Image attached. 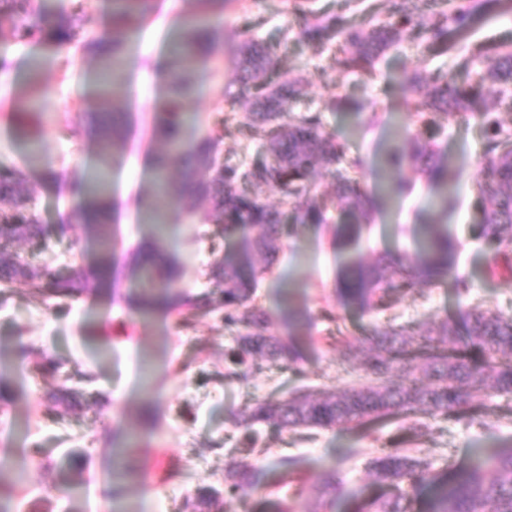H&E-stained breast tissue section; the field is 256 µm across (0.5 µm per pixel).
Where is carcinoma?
Wrapping results in <instances>:
<instances>
[{"instance_id":"1","label":"carcinoma","mask_w":512,"mask_h":512,"mask_svg":"<svg viewBox=\"0 0 512 512\" xmlns=\"http://www.w3.org/2000/svg\"><path fill=\"white\" fill-rule=\"evenodd\" d=\"M87 0H70V6L52 15L37 0H0V15L12 24V35L29 42H44L57 49L79 48L99 58V112L92 118L99 141L100 161L109 166L112 150L127 136L131 113L118 110L120 71L129 34L149 11V0H111L112 33L87 39L82 16ZM198 13L187 24L186 34L166 62L167 94L155 106L156 133L161 153L152 160L154 181L144 201L147 214L158 218L139 250L138 267L148 275V284L139 299L146 312L165 308L180 316L188 329L198 311L221 310L224 328L234 330L236 348L229 359L225 377L246 381L262 363L294 362L296 343L274 333L273 318L256 302L257 276L270 270L282 239L297 232L300 224H325L328 203L356 219L354 224L336 228V246L352 254L357 251L364 225L372 216L371 198L356 173L363 160L350 155L345 142L323 130L321 111H331L341 102L334 96L323 110H307L288 122H281L286 100L300 97L295 82L273 83L269 73L276 66L278 49H268L248 41L237 54L233 71L242 96L255 98L256 110L224 116V127H235L247 141L261 140L268 154L250 163L232 164L221 158L218 136L193 137L183 112L195 94V64L213 56L216 28L213 19L224 13V0H196ZM298 35L319 48L330 39L338 42V63L346 75L365 80L373 77L375 58L404 39L415 41L425 53L448 52L468 37L474 8L467 0H389L386 19L370 6L351 24L339 14L319 12L310 0H291ZM481 64L475 81L456 85L444 74L421 89V77L409 78L411 94L405 107L418 132L409 144L396 149L384 161L390 171L409 164L424 176L433 191L445 193L451 164L436 150V138L451 120L477 116L484 133L485 167L478 184L482 214L481 237L493 257L507 256L512 249V135L504 133L496 112L506 88L512 86V45H476L456 65L468 70ZM31 94L20 100L16 111L32 119L27 139L39 140V126L33 121L42 108L43 91L39 72L30 79ZM332 166L334 190L321 194L312 177L314 163ZM205 178L196 181L197 171ZM105 175L80 185L79 208L106 215L112 204L104 194ZM268 187L292 206L295 223H285V212L260 202L258 190ZM194 197L205 198L210 208L207 218L222 225L221 234L235 233L239 245L224 250L209 268L213 289L192 294L173 289L177 270L159 249L158 232L169 223L174 209L195 215ZM30 192L22 172L0 169V285L24 283L45 302L72 298L82 290L81 269L67 276L51 274L26 261L17 249L23 242L39 238L44 227L30 206ZM97 244L95 269L100 276L112 265V225H93ZM422 233L414 254H381L371 262L358 257L340 270L339 286L347 304L363 313L384 307L392 294L431 287L448 274V266L458 250L457 238L436 224L421 225ZM346 359L357 344L371 345L372 354L363 365L370 382L313 396L295 394L287 399H271L248 409L241 421L246 433L236 452L261 455L268 448L259 445L257 425L271 431L310 432L332 427L348 428L367 422L410 414H444L474 422L479 417L480 399L486 391L512 394V318L479 308L445 319L434 334L416 337L404 326L372 328L363 339H349L338 332ZM56 401L68 410H77L86 399L61 390ZM420 429L415 423L390 448L370 461L376 481L392 485V491L374 498L356 500L349 512H408L403 486L411 488L427 482L437 484L430 512H512V446H503L475 455L465 466H452L448 477L439 481L430 462L405 447ZM262 485V471L252 464L231 468L224 476V491L215 488L198 492L194 507L198 512H231L239 493ZM340 473L329 472L319 482L324 497L339 496Z\"/></svg>"}]
</instances>
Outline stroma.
Returning <instances> with one entry per match:
<instances>
[{"label": "stroma", "instance_id": "35a3bbf8", "mask_svg": "<svg viewBox=\"0 0 512 512\" xmlns=\"http://www.w3.org/2000/svg\"><path fill=\"white\" fill-rule=\"evenodd\" d=\"M151 4L130 47L138 67L152 70L153 77L135 85L139 107L133 111L129 138L115 152L111 195L119 211L110 278L89 279L60 313L19 283L0 303V360L12 366L0 384V422L15 424L14 433L0 431V456L34 449L46 462L22 480L0 468V483L15 487L11 512H190L195 493L223 487L226 470L239 462L232 449L243 433V411L298 386L319 396L358 382L359 366L343 363L339 350L326 343L336 328L361 337L391 315L426 334L441 320L475 305L512 316V285L503 276H487L494 260L475 233L477 183L484 169V137L476 121L449 124L437 140L456 177L447 208L436 204L420 174L410 168L402 172L416 183L410 196L398 200L382 194L385 152L406 143L416 131L404 106L409 94L405 75L419 71L431 79L448 73L457 82H467V74L456 69L455 52L427 56L413 42L403 41L379 56L374 80L363 83L341 73L335 44L318 50L302 41L288 0H229L217 24L219 53L197 64L196 92L185 105L194 136L222 134L221 153L233 163L262 155L260 143L243 142L235 129L221 125L230 105L243 111L249 107L238 97L229 59L249 39L278 47L273 80L296 79L302 87L301 101L289 105L292 113L321 110L324 131L347 141L351 152L366 161L364 187L379 197L380 206L363 234L362 259L412 249L418 225L439 224L461 244L451 274L424 294L395 297L390 314L361 313L345 306L337 290L342 259L335 225H302L281 244L271 272L259 279L257 301L273 315L279 335L299 340L303 356L292 365H263L246 382L224 376L226 355L235 342L225 332L220 312L198 313L193 327L185 330L178 326L176 313L137 310L134 301L141 289L133 253L148 229L137 200L152 186L148 160L159 148L154 106L165 92L161 64L175 44L171 24L181 23L194 8L193 0ZM51 55L42 44L12 41L9 21L0 19V63L13 74L0 87V168L26 173L34 209L46 229L44 244L23 243L18 250L34 265L65 275L94 262L92 229L70 210L69 201L72 185L99 166L97 137L90 125L97 110V68L95 59L80 52L61 71ZM39 57L47 63L40 73L45 99L34 148L20 130L15 105L27 95L31 62ZM337 94L341 106L322 111V104ZM214 230V225L191 220L170 223L165 241L181 267L178 289H210ZM458 274L472 278L468 297H458L454 290ZM292 309L314 315V323L289 319ZM326 310L339 316V323L321 319ZM46 354L63 360L57 378L34 372ZM61 385L94 400L80 410L62 412L49 398ZM427 424L415 446L441 474L449 461L466 462L472 449L512 444V395L486 397L480 422L468 424L439 414ZM396 433V425L387 424L370 431L319 430L303 442L287 433L270 436L269 451L260 462L266 485L245 491L246 512H273L277 498L292 496L294 489L288 485L274 494L267 489L278 483L284 456L298 458L309 479L336 469L344 476L345 500L327 509L310 490L304 496L308 512H346V499L381 494L369 462L391 446ZM65 484L76 488L71 498L47 500L50 488Z\"/></svg>", "mask_w": 512, "mask_h": 512}]
</instances>
